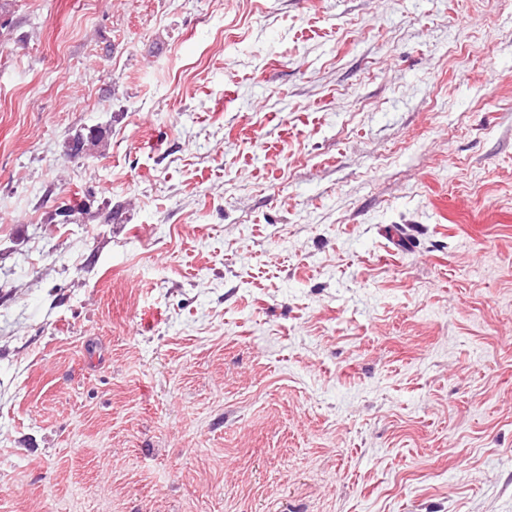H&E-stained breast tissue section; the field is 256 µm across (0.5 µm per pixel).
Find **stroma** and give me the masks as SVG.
Returning <instances> with one entry per match:
<instances>
[{"mask_svg":"<svg viewBox=\"0 0 512 512\" xmlns=\"http://www.w3.org/2000/svg\"><path fill=\"white\" fill-rule=\"evenodd\" d=\"M0 512H512V0H13Z\"/></svg>","mask_w":512,"mask_h":512,"instance_id":"35a3bbf8","label":"stroma"}]
</instances>
